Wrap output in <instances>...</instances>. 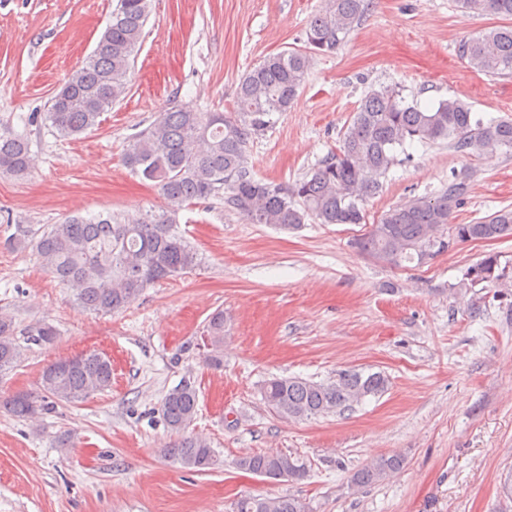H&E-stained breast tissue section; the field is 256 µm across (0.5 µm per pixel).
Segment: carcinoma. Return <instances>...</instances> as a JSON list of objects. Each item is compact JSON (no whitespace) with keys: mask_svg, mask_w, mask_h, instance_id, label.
<instances>
[{"mask_svg":"<svg viewBox=\"0 0 512 512\" xmlns=\"http://www.w3.org/2000/svg\"><path fill=\"white\" fill-rule=\"evenodd\" d=\"M370 0H325L310 21L305 50L264 57L240 79L236 117L198 112L189 105L158 113L152 124L131 141L124 157L133 174L152 182L165 205L132 223L112 214L86 219L67 216L50 224L34 240L21 231L16 244L29 245L43 268L68 288L74 303L96 315H112L133 304L155 284L194 270L197 249L179 235V212L196 201L224 193V205L251 224L295 229L307 220L320 224H362L364 204L379 193L378 177L396 161L406 142L448 141L459 152L491 154L512 150V118L484 122L458 99H442L431 108L404 103L391 87L372 89L361 98L340 146L291 186L256 179L247 167L246 148L253 135L265 130L275 112H286L302 87L315 57L328 55L349 38L369 10ZM460 7L501 17L500 25L458 46L466 68L490 77L512 74V0H458ZM149 17L148 0H117L95 51L51 97L46 120L63 137L79 136L126 94L138 44ZM33 165L29 143L20 136H0V171L28 174ZM472 173L452 175L448 187L433 198L421 197L386 211L355 241L358 252L392 267L421 261L423 251L441 252L449 245L434 233L448 230V240L491 241L512 238V209H502L470 224H452L451 215L468 192ZM477 267L483 281L505 276L499 256L487 255ZM212 346L224 342V311L208 319ZM36 345L54 344L60 333L50 323L28 331ZM12 317L0 311V372L22 359ZM112 385V362L102 352L83 351L56 360L42 372L38 390L20 392L3 407L20 420H36L56 404H77ZM388 378L381 372L348 368L328 381L273 377L264 381V403L284 420H302L341 413L368 397L381 396ZM194 385L183 382L161 403L167 426L178 434L164 454L182 467L206 472L217 465L209 440L188 431L197 413ZM401 454L379 455L357 470L352 483L375 484L403 468ZM238 469L268 479L301 480L307 462L292 454L255 452L236 461ZM236 512H306L290 495L245 496Z\"/></svg>","mask_w":512,"mask_h":512,"instance_id":"carcinoma-1","label":"carcinoma"}]
</instances>
